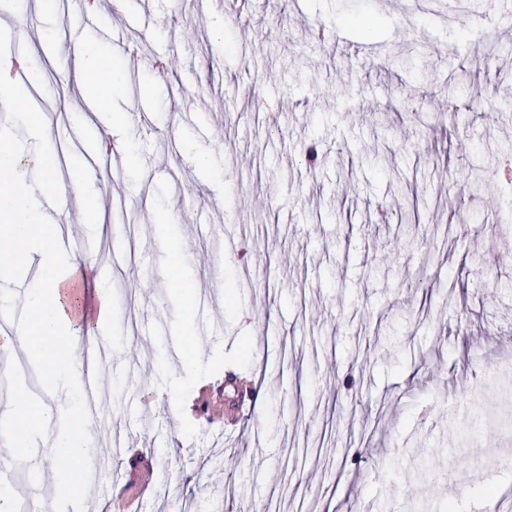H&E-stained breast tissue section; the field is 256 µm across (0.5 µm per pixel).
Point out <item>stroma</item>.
Segmentation results:
<instances>
[{"label": "stroma", "mask_w": 512, "mask_h": 512, "mask_svg": "<svg viewBox=\"0 0 512 512\" xmlns=\"http://www.w3.org/2000/svg\"><path fill=\"white\" fill-rule=\"evenodd\" d=\"M136 3L154 22L119 55L108 111L89 112L78 49L122 12L0 0V30L49 46L21 112L50 137L119 118L144 170L113 158L91 184L99 223L62 231L97 246L74 309L112 300L92 440L117 431L133 453L88 486L85 512H477L488 486L512 495L495 456L463 482L444 464L416 479L432 448L469 455L492 436L512 452V263L495 261L512 251V25L469 43L489 0H449L444 23L398 0ZM158 164L180 184L154 180ZM160 224L214 294L183 332ZM207 387L251 401L236 434L202 408Z\"/></svg>", "instance_id": "35a3bbf8"}]
</instances>
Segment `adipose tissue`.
Returning a JSON list of instances; mask_svg holds the SVG:
<instances>
[{
  "instance_id": "adipose-tissue-1",
  "label": "adipose tissue",
  "mask_w": 512,
  "mask_h": 512,
  "mask_svg": "<svg viewBox=\"0 0 512 512\" xmlns=\"http://www.w3.org/2000/svg\"><path fill=\"white\" fill-rule=\"evenodd\" d=\"M87 75H103V82L91 83L98 101H105L116 91L124 72L116 66L111 48L86 44L79 56ZM34 143L25 155V169L16 166V145L9 127L0 128V171L10 172L13 180L0 189V235L8 248L0 250V279L16 283L24 292L22 329L14 336H0V349H22L30 360L44 367L46 389L50 396L65 402L68 418L57 409L30 399L25 393L0 409V440L12 444L26 469H43V456L35 446L37 436H44L52 451L65 456L69 470L56 482L57 491L73 496L82 493L83 475L92 464L85 446V370L86 357L94 356L101 341L98 334L82 333L64 304L62 275L74 269L73 259L56 245L60 227L48 223L40 200L27 185L28 172H49L53 157L44 149V125L39 116L25 119ZM38 267V287H28L30 267Z\"/></svg>"
}]
</instances>
